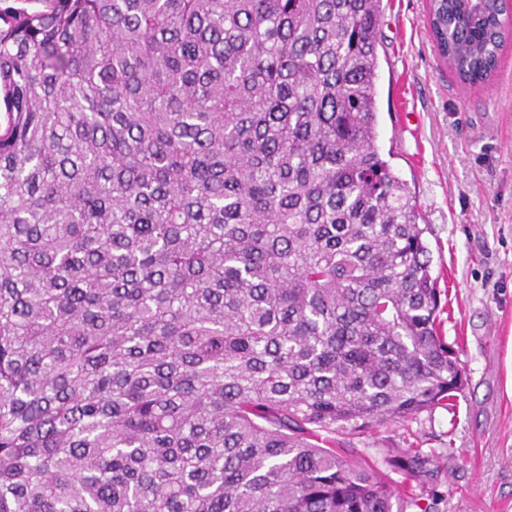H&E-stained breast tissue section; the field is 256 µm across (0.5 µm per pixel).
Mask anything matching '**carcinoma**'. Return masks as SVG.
I'll return each instance as SVG.
<instances>
[{
  "instance_id": "1",
  "label": "carcinoma",
  "mask_w": 512,
  "mask_h": 512,
  "mask_svg": "<svg viewBox=\"0 0 512 512\" xmlns=\"http://www.w3.org/2000/svg\"><path fill=\"white\" fill-rule=\"evenodd\" d=\"M0 10V512H393L346 437L467 381L378 146L382 0ZM508 0H430L464 83ZM453 449L384 463L416 485Z\"/></svg>"
}]
</instances>
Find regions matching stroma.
Returning <instances> with one entry per match:
<instances>
[{
    "mask_svg": "<svg viewBox=\"0 0 512 512\" xmlns=\"http://www.w3.org/2000/svg\"><path fill=\"white\" fill-rule=\"evenodd\" d=\"M378 146L416 198L440 288L443 332L469 384L437 407L350 445L383 461L394 448L452 447L418 505L393 474L404 512H512V36L485 84L439 56L429 0H384L378 44Z\"/></svg>",
    "mask_w": 512,
    "mask_h": 512,
    "instance_id": "35a3bbf8",
    "label": "stroma"
}]
</instances>
